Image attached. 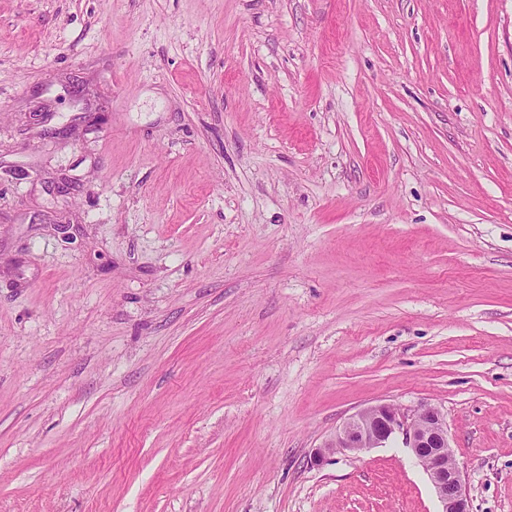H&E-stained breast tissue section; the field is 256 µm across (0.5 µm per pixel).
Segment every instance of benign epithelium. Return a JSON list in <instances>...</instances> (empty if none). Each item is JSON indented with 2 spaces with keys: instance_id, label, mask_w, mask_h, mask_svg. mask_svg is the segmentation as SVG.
I'll return each instance as SVG.
<instances>
[{
  "instance_id": "obj_1",
  "label": "benign epithelium",
  "mask_w": 512,
  "mask_h": 512,
  "mask_svg": "<svg viewBox=\"0 0 512 512\" xmlns=\"http://www.w3.org/2000/svg\"><path fill=\"white\" fill-rule=\"evenodd\" d=\"M422 465L442 512H471L469 494L448 439V424L435 407L424 405L408 415L391 404L365 408L349 418L336 435L314 449L311 463L320 465L336 452L359 453L387 445L397 435Z\"/></svg>"
}]
</instances>
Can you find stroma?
<instances>
[{
  "label": "stroma",
  "mask_w": 512,
  "mask_h": 512,
  "mask_svg": "<svg viewBox=\"0 0 512 512\" xmlns=\"http://www.w3.org/2000/svg\"><path fill=\"white\" fill-rule=\"evenodd\" d=\"M512 512V0H0V512ZM398 434L427 474L442 504L441 512H471L462 471L453 459L448 424L430 405L421 406L411 415L391 404L365 408L347 418L333 439L314 449L311 463L318 466L336 452L355 454L383 447Z\"/></svg>",
  "instance_id": "stroma-1"
}]
</instances>
